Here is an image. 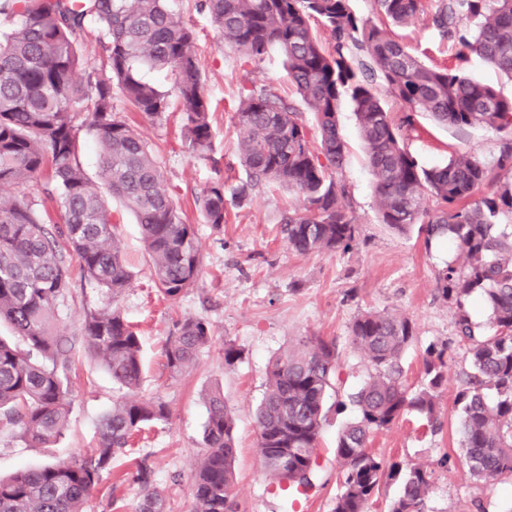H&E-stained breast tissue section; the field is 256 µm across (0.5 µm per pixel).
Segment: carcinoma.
Instances as JSON below:
<instances>
[{"label":"carcinoma","mask_w":512,"mask_h":512,"mask_svg":"<svg viewBox=\"0 0 512 512\" xmlns=\"http://www.w3.org/2000/svg\"><path fill=\"white\" fill-rule=\"evenodd\" d=\"M374 5L373 21L357 15L351 0H201L199 9L242 64L257 66L272 53L281 58L288 82L313 114L317 137L310 139L296 104L273 86L243 89L235 119L246 178L229 194L224 184H211L198 206L204 223L219 228L227 203H241L261 184L281 183L300 199L280 227L292 250L350 249L358 225L342 205L346 143L338 123L339 105L348 98L381 222L400 233L417 225L426 247L446 239L464 257L463 265L438 270L436 284L439 296L457 304L455 334L469 366L456 395L460 445L473 479L489 485L512 478V98L459 69L425 65L392 35L390 27L407 26L423 12L424 0ZM431 21L458 58L475 55L512 80V0H437ZM89 27L102 49L93 61L79 44ZM320 29L329 33L332 50L324 48ZM194 40L169 0H0V185L43 181L45 202L63 220L51 227L46 208L0 195V322L20 340L0 339V428L37 446L63 434L78 342L125 390L102 416L92 454L0 477V512H83L112 458L137 433L168 419L164 402L140 396L141 339L118 309L87 311L79 336L58 331L56 311L70 288L68 255L114 299L131 285L110 197L135 215L159 293L176 299L196 281L202 246L195 225L182 220L148 142L116 111L121 101L150 120L162 119L169 92L144 71L169 72L185 144L206 155L212 103ZM384 92L405 111L398 123L385 109ZM415 112L458 130L482 126L500 133L495 163L458 151L441 165H422L405 144L404 128ZM85 126L96 139L95 180L81 159ZM426 199L433 205L424 206ZM474 292L490 312L488 332L462 306ZM414 338L412 321L387 310H365L352 323V345L371 368L348 395L355 416L336 436L341 492L332 512H365L384 478L399 474L403 488L389 512H425L427 469L414 465L403 473L395 463L387 470L368 448L373 434L407 412L439 428L446 348H426L424 379L413 388L402 356ZM211 340L208 322L181 320L164 345L165 368L184 373ZM341 368L336 340L320 336H303L273 359L256 424L263 471L279 485L315 487L318 440ZM205 403L206 452L193 476L196 512H236L232 415L219 387ZM137 477L146 491L141 512H160L147 462H140Z\"/></svg>","instance_id":"obj_1"}]
</instances>
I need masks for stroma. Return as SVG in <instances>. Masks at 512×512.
Segmentation results:
<instances>
[{
  "instance_id": "stroma-1",
  "label": "stroma",
  "mask_w": 512,
  "mask_h": 512,
  "mask_svg": "<svg viewBox=\"0 0 512 512\" xmlns=\"http://www.w3.org/2000/svg\"><path fill=\"white\" fill-rule=\"evenodd\" d=\"M170 6L196 32L206 90L216 107L212 149L201 158L187 147L180 135L179 112L155 121L136 112L124 113L123 118L160 156L183 220L196 227L202 270L179 298L158 297L136 219L117 200L112 212L134 273L131 287L114 298L84 278L77 265L69 267L71 292L57 311L61 330L69 336L79 335L87 310L120 307L140 333L146 366L140 393L162 400L169 411L166 422L145 429L129 451L113 458L84 512H138L143 490L134 475L143 460L153 469L152 486L163 500L164 512H194L192 476L204 453V396L218 386L235 418L233 493L238 512H291L287 492L266 477L257 451L255 411L265 390L267 367L299 337L332 339L344 362L341 391H355L369 363L353 347L350 327L357 314L369 309H387L413 321L416 336L403 356L408 385L421 382L429 344L449 346L447 377L439 397L441 431H433L425 417L411 412L374 435L372 452L387 464L427 468L431 486L426 512H512V479L477 484L458 446L456 394L466 363L455 341V316L458 309H465L472 322L484 329L489 311L475 293L459 304L438 296L436 274L444 263L457 260L455 248L443 243L428 251L418 230L402 234L380 223L358 121L346 99L340 104L339 121L347 146L343 177L350 196L346 208L359 226L356 248L307 255L291 250L280 225L297 198L287 188L270 184L256 189L243 205L229 206L221 227L204 223L195 205L202 191L217 182L230 189L245 177L237 152L240 129L232 119L240 91L255 82L284 92L288 83L278 56L256 67H241L194 0H170ZM399 35L425 64L456 62L455 47L438 35L428 15H421ZM405 143L426 165L444 163L458 150L490 164L498 155L499 135L483 127L457 130L442 126L420 113L413 128L406 131ZM188 317L206 320L212 341L186 372L173 377L164 367L161 348L175 322ZM228 343L240 352L231 365L224 361ZM77 358V370L69 378L72 405L63 435L39 448L15 432L0 431L1 475L84 456L95 448L96 424L123 391L96 358L82 350ZM353 415L350 408L329 414L321 431L316 458L319 483L308 495L309 512H330L340 491L336 434Z\"/></svg>"
}]
</instances>
